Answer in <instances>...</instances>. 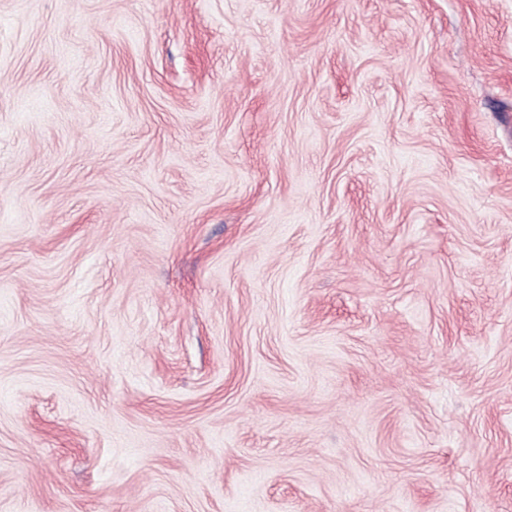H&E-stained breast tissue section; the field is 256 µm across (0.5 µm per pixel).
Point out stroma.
<instances>
[{"label": "stroma", "mask_w": 512, "mask_h": 512, "mask_svg": "<svg viewBox=\"0 0 512 512\" xmlns=\"http://www.w3.org/2000/svg\"><path fill=\"white\" fill-rule=\"evenodd\" d=\"M0 512H512V0H0Z\"/></svg>", "instance_id": "1"}]
</instances>
